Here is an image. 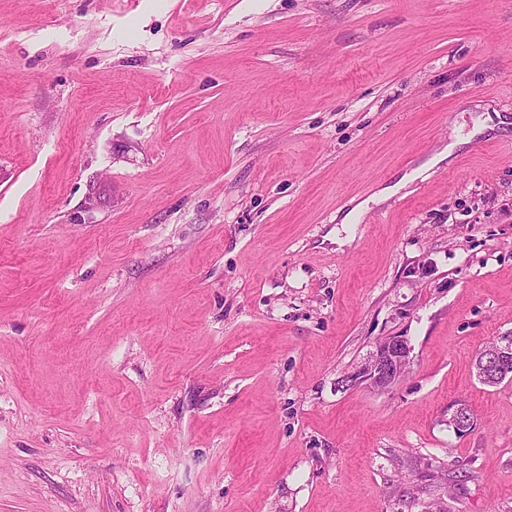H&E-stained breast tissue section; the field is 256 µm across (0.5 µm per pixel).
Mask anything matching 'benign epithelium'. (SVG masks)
<instances>
[{
	"mask_svg": "<svg viewBox=\"0 0 512 512\" xmlns=\"http://www.w3.org/2000/svg\"><path fill=\"white\" fill-rule=\"evenodd\" d=\"M493 350L475 367L482 380L494 383L512 375V335L498 337ZM410 346L399 337H388L378 343L373 355L352 375L342 380L346 387L365 384L384 390L395 383L409 363ZM448 425L456 435L463 436L473 429L471 410L464 403L453 405L448 413Z\"/></svg>",
	"mask_w": 512,
	"mask_h": 512,
	"instance_id": "7a95c632",
	"label": "benign epithelium"
}]
</instances>
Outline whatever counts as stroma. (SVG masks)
<instances>
[{"label":"stroma","instance_id":"stroma-1","mask_svg":"<svg viewBox=\"0 0 512 512\" xmlns=\"http://www.w3.org/2000/svg\"><path fill=\"white\" fill-rule=\"evenodd\" d=\"M509 332L512 0H0V512H512ZM452 152V147H445L444 149L437 152L435 155L431 157L426 163H424L418 169L408 173L395 184L390 187H386L379 192H377L371 200L375 203H382L387 201L392 195L400 191L401 189L407 187L411 182L415 181L417 178L422 176L426 171H428L431 167L436 165L437 163L445 161L450 153ZM494 345L493 350L483 359L477 367L476 376H481L482 380L494 383L501 378L512 375V335L499 336L490 346ZM505 381H512L506 378L496 383L501 385ZM410 346L399 336L388 337L378 343L373 355L352 375L342 380L346 387L366 384L384 390L395 383L409 363ZM448 425L454 430L458 436H463L473 429L472 413L470 408L464 403L452 405L448 411Z\"/></svg>","mask_w":512,"mask_h":512}]
</instances>
